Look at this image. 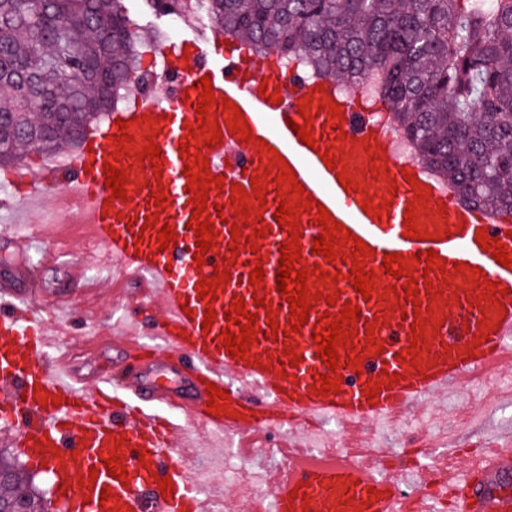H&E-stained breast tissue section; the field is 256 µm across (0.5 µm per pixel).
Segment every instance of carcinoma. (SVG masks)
<instances>
[{
	"instance_id": "1",
	"label": "carcinoma",
	"mask_w": 512,
	"mask_h": 512,
	"mask_svg": "<svg viewBox=\"0 0 512 512\" xmlns=\"http://www.w3.org/2000/svg\"><path fill=\"white\" fill-rule=\"evenodd\" d=\"M311 78L370 86L413 159L464 204L512 213V0H149ZM147 42L127 0H0V170L21 149L66 154L115 108ZM0 498L39 493L5 449Z\"/></svg>"
}]
</instances>
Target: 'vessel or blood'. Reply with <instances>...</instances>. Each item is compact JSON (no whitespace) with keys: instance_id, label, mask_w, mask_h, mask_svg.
<instances>
[{"instance_id":"vessel-or-blood-1","label":"vessel or blood","mask_w":512,"mask_h":512,"mask_svg":"<svg viewBox=\"0 0 512 512\" xmlns=\"http://www.w3.org/2000/svg\"><path fill=\"white\" fill-rule=\"evenodd\" d=\"M165 70L179 81L178 92L162 89L140 98L135 105L113 110L111 123L87 130L79 152L65 164L45 167L39 180L16 181L31 197L61 198L69 193L80 198L84 223L90 224L95 240L105 256L117 260L132 274L147 278L149 287L126 298L129 307H150L157 316L148 332L153 342L150 356L138 337H117L115 350L123 361L112 373L99 375L95 386L82 383L70 358L49 359L52 338L47 328L54 318L52 308L42 303L35 290L19 292L13 285L16 271L26 267L28 252L23 238L13 240L16 262L0 271V426L7 428L13 443L34 467H46L57 487L63 488L67 512H202L203 501L189 471L177 458L175 438L179 425L171 418L178 413L196 426L229 431L246 438L271 433L289 421L296 424L336 421L350 430L368 423H382L399 417L405 409L431 394L467 381L486 366L498 367L512 361V270L499 264L491 252L476 241L478 229L487 238L502 242L512 253V214L495 212L461 203L455 190L433 183L424 168L411 159H394L388 144L395 126L369 112L355 93H338L334 81L302 79L297 74L280 77L272 73V61L248 53L239 41L214 39L208 46L198 39H183L180 48L164 51ZM210 77L215 102L209 111L222 130V140L205 147V132L199 131L196 115L197 87L202 77ZM275 88L281 98L273 104L259 96L261 85ZM231 100L240 108L251 129L250 139L240 142L229 130L234 116L221 106ZM308 102L307 114H300V102ZM336 103L340 114H331ZM128 121L131 142L125 153H117L121 133L117 120ZM310 120L314 146L301 143L291 122ZM196 127L195 140L202 145L213 175L223 178L222 188H211L209 203L230 205V187L250 188L246 168L262 172L267 194L264 201L248 196L253 214L243 239L232 242L228 225L212 217L215 242L196 264L191 195L185 187L183 169L189 159L179 153L187 127ZM268 151H260V142ZM159 146L163 157L159 170L139 168L138 156L147 144ZM329 147L334 167H326L318 150ZM284 158L283 166L293 169L296 178L317 205L300 213L302 264L319 267L332 275L329 283L309 275L310 292L321 293L308 313V322L287 341L267 336L268 312H275L279 329H288L289 304L278 290L277 270L280 247L289 241L287 230L276 223L280 202L276 185L281 166L273 165V155ZM119 163L129 171L125 199L112 198L104 183L105 167ZM348 173L357 189L345 191L338 176ZM418 179L428 191L417 200L411 179ZM167 189L165 207L152 210L149 195ZM381 208L378 217L368 216L362 200ZM417 204V228L421 240L406 237L404 211L409 202ZM327 209L335 221L349 229L354 238L338 248V258L326 262L313 253V240L322 234L315 220ZM157 215L156 226H148L149 215ZM133 225H126V218ZM171 225L176 239L159 250L157 234L162 225ZM267 225L266 237L252 231ZM371 248L362 257L365 271L376 274L371 299L350 285L351 263L342 255L354 252L356 241ZM434 250L443 258L444 270L415 269V280L429 278L430 288H419L416 301L396 299L404 282L382 272L385 254L398 253L403 259ZM235 255L231 277L218 285V299L207 303L199 297L197 285L214 280L213 268L226 255ZM263 256L262 284L249 283V262ZM464 271H455V263ZM482 269L484 283H477L474 269ZM500 282L505 296L486 300V284ZM335 303H327V296ZM242 298L248 313L257 317L259 335L247 358L229 355L221 342V332L231 323L224 317L235 298ZM263 305H255V298ZM361 310L354 326V346L362 349L358 368L338 365L342 377L339 393L325 395L313 391L316 375L329 368L317 355L312 338L319 330L318 316H338L345 302ZM216 318L211 331L202 323L207 308ZM418 312L425 337L418 347L417 365H405L397 356L413 344L411 320ZM382 324H375V317ZM374 324L366 334V324ZM301 355L291 365L290 354ZM226 390L221 414L208 411V385ZM379 385L374 398H367L369 385ZM117 452L128 471L126 480L109 475L102 459ZM148 461H141V454ZM96 470L94 486L80 485L81 477ZM170 477L173 493L162 496L158 477ZM512 484V448H496L474 459L463 474L449 473L436 490L453 512H512V496L504 494ZM108 499H101V492ZM401 498L396 480L339 463L317 468H301L278 487L273 512H393Z\"/></svg>"}]
</instances>
